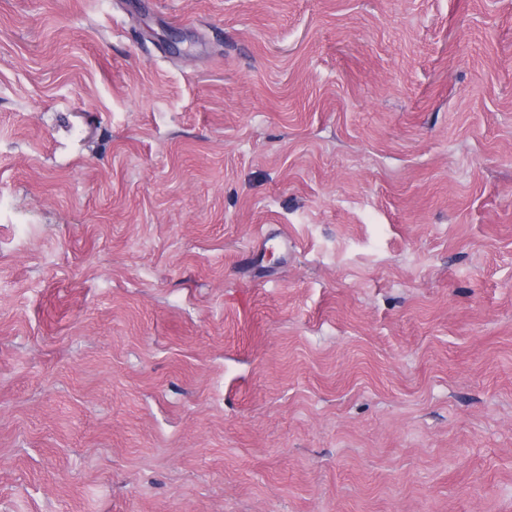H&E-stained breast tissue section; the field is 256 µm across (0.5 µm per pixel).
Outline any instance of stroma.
<instances>
[{
	"mask_svg": "<svg viewBox=\"0 0 512 512\" xmlns=\"http://www.w3.org/2000/svg\"><path fill=\"white\" fill-rule=\"evenodd\" d=\"M0 512H512V0H0Z\"/></svg>",
	"mask_w": 512,
	"mask_h": 512,
	"instance_id": "obj_1",
	"label": "stroma"
}]
</instances>
